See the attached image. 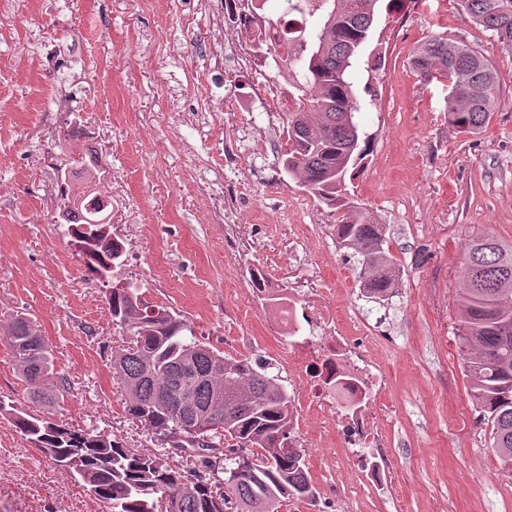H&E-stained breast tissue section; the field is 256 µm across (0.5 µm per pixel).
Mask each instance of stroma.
Segmentation results:
<instances>
[{
	"label": "stroma",
	"mask_w": 512,
	"mask_h": 512,
	"mask_svg": "<svg viewBox=\"0 0 512 512\" xmlns=\"http://www.w3.org/2000/svg\"><path fill=\"white\" fill-rule=\"evenodd\" d=\"M445 34L500 74L485 131L448 121V83L425 80L414 48ZM255 55L233 0H0V397L21 411L94 428L130 448L159 443L127 414L112 377L122 349L108 288L89 277L59 217L73 159L94 149L108 175L119 277L188 321L225 357L271 361L293 399L292 438L315 489L281 512H512V477L468 395L456 303L468 243H512V54L457 0H416L405 27L378 8L353 67L371 139L355 202L386 227L399 269L388 299L367 297L336 242L338 215L286 173L285 100ZM296 303L299 335L342 334L375 361L372 411L393 481L366 486L330 424L297 386L294 343L258 299L252 273ZM31 319L66 390L29 399L3 333ZM0 512H110L0 414Z\"/></svg>",
	"instance_id": "1"
}]
</instances>
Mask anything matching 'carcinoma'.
<instances>
[{"mask_svg": "<svg viewBox=\"0 0 512 512\" xmlns=\"http://www.w3.org/2000/svg\"><path fill=\"white\" fill-rule=\"evenodd\" d=\"M270 25L288 33V14L302 19L298 72L286 96L297 107L286 113L287 147L282 168L327 207L345 210L336 225L339 247L352 251L366 294L386 299L397 286L396 263L385 248V226L352 201L346 176L369 150L355 113L359 103L349 68L368 42L379 0H282ZM461 8L503 48L512 52V0H459ZM425 79L449 80L448 118L478 134L498 104L499 73L479 50L446 35L432 36L412 56ZM88 192L66 197L61 219L74 237L84 235ZM123 244L108 236L87 239L82 257L92 274L110 272ZM458 294L464 320L458 337L465 349L464 371L477 407L491 422V448L500 470L512 475V246L486 236L472 240L460 270ZM141 293L132 283L112 285V323L131 346L117 352L113 374L126 393L128 415L164 445L156 452L126 448L94 430H71L36 414L12 412L23 436L57 466L78 476L111 512H156L166 500L174 512H209L217 497L236 512H279L286 501L309 500L313 486L301 454L281 452L292 430L294 410L270 364L227 358L200 341L186 320L163 308L142 314ZM8 338L18 369L37 398L51 404L65 391L49 381V352L31 321L14 317ZM189 426L177 395L211 406ZM196 458L192 478L172 463L175 449Z\"/></svg>", "mask_w": 512, "mask_h": 512, "instance_id": "1", "label": "carcinoma"}]
</instances>
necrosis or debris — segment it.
I'll return each mask as SVG.
<instances>
[{
	"label": "necrosis or debris",
	"mask_w": 512,
	"mask_h": 512,
	"mask_svg": "<svg viewBox=\"0 0 512 512\" xmlns=\"http://www.w3.org/2000/svg\"><path fill=\"white\" fill-rule=\"evenodd\" d=\"M296 347L310 404L335 413L336 434L362 480L375 490L386 489L391 463L369 408L378 385L376 364L346 336H308Z\"/></svg>",
	"instance_id": "necrosis-or-debris-1"
}]
</instances>
